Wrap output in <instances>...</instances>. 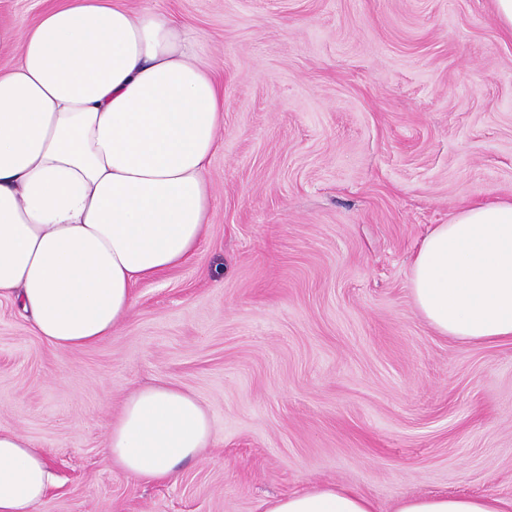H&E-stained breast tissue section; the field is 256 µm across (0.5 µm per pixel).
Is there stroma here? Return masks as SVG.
I'll return each mask as SVG.
<instances>
[{
  "instance_id": "stroma-1",
  "label": "stroma",
  "mask_w": 512,
  "mask_h": 512,
  "mask_svg": "<svg viewBox=\"0 0 512 512\" xmlns=\"http://www.w3.org/2000/svg\"><path fill=\"white\" fill-rule=\"evenodd\" d=\"M203 35L224 88L195 257L139 283L117 335L57 349L0 302V426L55 485L37 512H264L336 484L376 512L512 500V343L438 335L411 257L512 198V34L494 0H125ZM167 383L213 427L176 478L104 461L125 398ZM512 502L493 496L432 495L406 497L395 512H510Z\"/></svg>"
}]
</instances>
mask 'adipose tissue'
<instances>
[{
    "mask_svg": "<svg viewBox=\"0 0 512 512\" xmlns=\"http://www.w3.org/2000/svg\"><path fill=\"white\" fill-rule=\"evenodd\" d=\"M200 34L163 10L63 0L28 28L0 25V298L44 341L80 348L116 335L134 287L176 269L201 241L207 170L224 94ZM409 289L420 316L465 343L512 342V200L461 209L422 239ZM212 439L190 392L137 389L106 440L123 472L167 479ZM55 481L44 455L0 428V512H34ZM264 512H375L337 485ZM396 512H512L493 496L406 497Z\"/></svg>",
    "mask_w": 512,
    "mask_h": 512,
    "instance_id": "ef3b65f1",
    "label": "adipose tissue"
}]
</instances>
